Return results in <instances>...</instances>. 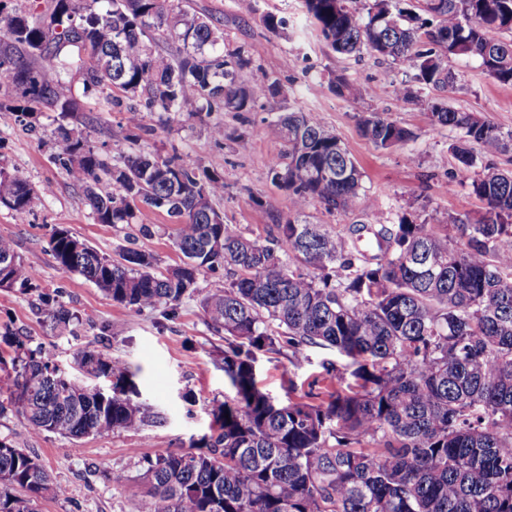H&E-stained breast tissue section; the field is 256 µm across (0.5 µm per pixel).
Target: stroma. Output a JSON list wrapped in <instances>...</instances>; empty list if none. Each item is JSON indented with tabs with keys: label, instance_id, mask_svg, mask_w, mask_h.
Here are the masks:
<instances>
[{
	"label": "stroma",
	"instance_id": "35a3bbf8",
	"mask_svg": "<svg viewBox=\"0 0 512 512\" xmlns=\"http://www.w3.org/2000/svg\"><path fill=\"white\" fill-rule=\"evenodd\" d=\"M173 16L214 21L222 30L224 50L242 51L280 87L277 95L261 99L250 112H214L201 117L172 114L168 125L145 106V95L129 99L120 89L88 91L81 71L69 80L75 112L60 120L44 109L35 114V132L25 131L17 113L0 110V166L37 187H46L34 211L21 217L0 206V236L14 241L18 254L38 274V290L0 288V324L22 329L32 345L42 346L60 367L74 365L78 350L89 344L127 362L133 372L138 399L150 418L139 430L115 431L71 441L58 435L33 433L14 407L0 413V439L36 456L65 495L47 497L39 512H146L135 456L192 451L210 435L212 407L231 396L224 377V337L207 327L200 301L208 290L224 287V271L208 272L198 290L183 299L177 314L164 318L161 309L132 313L107 297L83 277L62 272L48 252V238L64 228L101 253L117 256L130 245L153 252L158 270L180 265L183 256L174 245L178 226L165 210L139 204L132 224H100L95 220L82 188L72 182L53 155L59 122L87 136L104 158H111L108 128L124 122V105L141 108L139 138L132 150L188 155L200 168L224 175V196L214 202L225 223L237 225L251 238H266L274 225L294 217L287 191L272 182L269 162L278 155L279 142L259 135L257 127L290 112H304L333 131L363 173L362 189L353 215L329 212L320 205L306 211L310 223L339 231L352 221L374 214L393 221L403 213L436 210L447 216L476 217L485 205L469 187L457 182L456 162L448 149L457 134L430 126L427 111L397 101L393 86L403 77L391 59L363 53H336L305 11L303 0H255L252 10L238 0H174ZM284 18L280 32L264 24L266 15ZM449 65L463 89L455 108L474 112L487 122L512 129V86L486 76L478 62L459 58ZM344 75L366 89L353 100L329 88L331 78ZM379 112L412 129L417 138L407 145L382 149L362 136L359 118ZM224 128L214 139L212 126ZM55 296L77 315L76 323L53 327L41 309L40 293ZM112 330L101 339L102 327ZM301 366L290 352L259 358V387L277 400L290 392L321 385L326 365L342 368L336 352L310 347Z\"/></svg>",
	"mask_w": 512,
	"mask_h": 512
}]
</instances>
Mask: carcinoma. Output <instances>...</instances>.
<instances>
[{
  "instance_id": "carcinoma-1",
  "label": "carcinoma",
  "mask_w": 512,
  "mask_h": 512,
  "mask_svg": "<svg viewBox=\"0 0 512 512\" xmlns=\"http://www.w3.org/2000/svg\"><path fill=\"white\" fill-rule=\"evenodd\" d=\"M172 0H53L51 21L8 12L0 3V84L22 87L9 109L31 117L35 106L73 111L69 55L88 59L86 88L147 94L158 112H250L278 84L243 53L216 51L218 28L192 19L174 30L186 56H156L151 42ZM323 38L339 54L367 52L411 73L397 99L429 112L431 125L459 134L450 149L454 178L485 202L476 219L358 223L346 232L297 218L260 241L224 223L213 200L224 176L199 175L187 156L126 151L140 128L135 107L109 130L110 164L89 141L59 124L56 158L85 186L100 224H132L143 201L179 219L175 247L184 260L160 272L153 253L128 247L106 256L56 228L48 249L57 267L94 283L138 313H176L199 276L223 269L233 280L200 301L204 318L224 332V376L234 396L212 410L205 452L141 457L148 512H512V171L475 172L481 157L506 151L512 130L449 102L460 92L452 58H475L483 72L512 85V0H373L366 14L348 0H304ZM248 69L252 81L239 74ZM337 94L361 91L346 77ZM442 93L429 98L424 90ZM376 146L399 147L414 133L370 112L359 119ZM283 143L270 161L272 181L301 214L313 203L353 213L362 173L335 133L303 112L256 129ZM478 146L476 154L472 146ZM40 191L0 167V205L23 216ZM38 276L14 243L0 238V288H37ZM51 322L74 316L48 294ZM0 342L14 348L10 403L31 429L76 441L136 431L146 411L132 397L134 373L93 346L76 364L97 384L43 379L55 362L10 324ZM307 347L346 359L336 385L276 402L257 386L260 356ZM39 459L0 440V512H37L60 495Z\"/></svg>"
}]
</instances>
